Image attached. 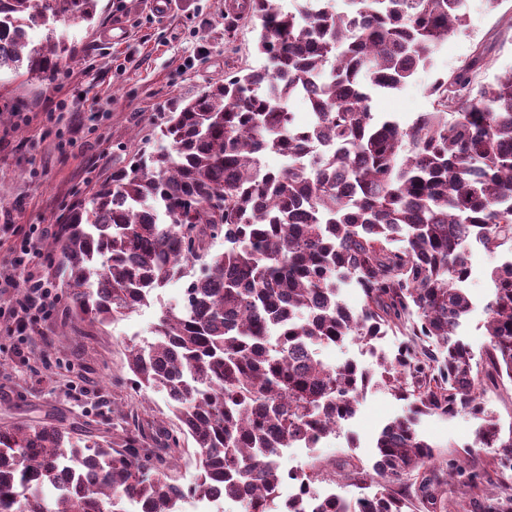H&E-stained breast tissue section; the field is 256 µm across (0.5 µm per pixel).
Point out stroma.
I'll use <instances>...</instances> for the list:
<instances>
[{"label": "stroma", "instance_id": "1", "mask_svg": "<svg viewBox=\"0 0 512 512\" xmlns=\"http://www.w3.org/2000/svg\"><path fill=\"white\" fill-rule=\"evenodd\" d=\"M225 2L169 0L160 13L153 0H97L92 22L63 25L76 56L54 79L0 75V219L7 224L0 231V272L11 266L12 226L56 229L66 204L93 197L134 153L165 148L159 126L180 99L223 80L225 72L263 66L252 23H230ZM467 14V30L435 54L431 71L402 90L375 95L373 111L410 124L431 110L424 89L435 75L458 69L485 46L489 62L475 81L492 80L512 67V0H500L492 12L485 0H468ZM471 253L466 289L472 308L457 337L479 362L488 349L490 270L505 256L477 243ZM175 301L168 286L104 327L72 320L62 307L47 324L46 336L20 342L0 332V427L58 425L78 441L116 442L136 421L145 447H154L157 429L174 423L163 393L130 389L125 347L153 342L162 309ZM404 341L400 332L390 331L370 347L350 341L322 349L325 364L355 361L372 380L352 419L317 449L286 450L283 468L301 466L313 475L315 487L335 489L350 501L381 491L380 483L334 475L331 465L345 459L371 469L379 433L407 413L406 401L382 385L380 364ZM481 422L465 411L419 419L418 431L433 445L436 465L450 472L440 491L444 512H512V464L494 449L471 447Z\"/></svg>", "mask_w": 512, "mask_h": 512}]
</instances>
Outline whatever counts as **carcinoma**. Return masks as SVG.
<instances>
[{
	"label": "carcinoma",
	"mask_w": 512,
	"mask_h": 512,
	"mask_svg": "<svg viewBox=\"0 0 512 512\" xmlns=\"http://www.w3.org/2000/svg\"><path fill=\"white\" fill-rule=\"evenodd\" d=\"M97 0H0V73L45 81L75 46L59 21H90ZM259 20V70L224 74L176 104L160 127L169 147L140 155L85 204L72 203L47 247L72 317L106 325L147 303L186 266V300L162 310L156 340L127 345L132 383L161 390L179 435L156 449L140 429L121 445L72 442L60 426L0 429V512H178L217 487L244 512H268L292 477L285 448H310L351 419L370 375L323 363L321 344L408 336L382 382L409 402L386 425L372 472L383 491L288 512H404L417 485L436 507L440 472L416 429L421 415H483L473 447L512 461V426L484 415L485 381L512 382V68L486 84L470 73L488 48L429 87L433 111L407 126L371 111L372 93L402 89L466 30L464 0H241L232 21ZM31 29L46 30L29 41ZM313 96L314 125L282 101ZM453 119H448V114ZM333 149L306 162L309 141ZM288 155L270 169L262 157ZM224 250H212L215 239ZM509 259L491 271L489 349L474 362L457 330L471 242ZM345 284L364 299L353 311ZM195 445L197 481L167 474Z\"/></svg>",
	"instance_id": "carcinoma-1"
}]
</instances>
